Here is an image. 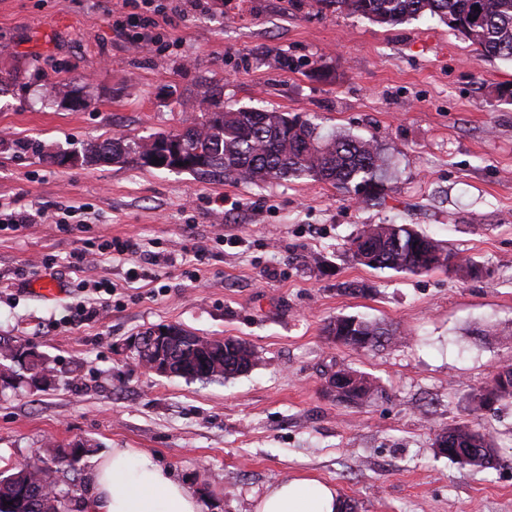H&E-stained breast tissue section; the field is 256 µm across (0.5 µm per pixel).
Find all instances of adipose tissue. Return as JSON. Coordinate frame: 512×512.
Masks as SVG:
<instances>
[{
  "instance_id": "adipose-tissue-1",
  "label": "adipose tissue",
  "mask_w": 512,
  "mask_h": 512,
  "mask_svg": "<svg viewBox=\"0 0 512 512\" xmlns=\"http://www.w3.org/2000/svg\"><path fill=\"white\" fill-rule=\"evenodd\" d=\"M84 512H203L198 496L149 454L116 448L98 459ZM336 488L313 478L267 488L254 512H343Z\"/></svg>"
}]
</instances>
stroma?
Here are the masks:
<instances>
[{"label": "stroma", "instance_id": "1", "mask_svg": "<svg viewBox=\"0 0 512 512\" xmlns=\"http://www.w3.org/2000/svg\"><path fill=\"white\" fill-rule=\"evenodd\" d=\"M143 11L141 0H0V73L17 77L0 93V206L47 215L0 234V342L32 348L49 370L38 382L17 365L0 381V470L82 441L88 453L57 474L79 503L94 459L132 448L169 466L204 512H254L267 486L292 478L336 486L355 512H512V405L479 414L494 467L432 446L512 357V64L427 14L387 26L315 0H202L168 13L164 44L145 45L133 40ZM205 82L225 105L377 142L389 154L381 200L310 179L56 163L90 142L180 129ZM62 84L90 106L63 103ZM62 204L84 205L85 227L59 232ZM376 224L411 225L481 273L358 264L347 243ZM112 237L176 263L160 283L126 284L129 262L96 249ZM31 263L60 282L59 298L18 278ZM81 304L96 318L65 322ZM338 316L389 325L396 340L355 352L326 331ZM171 324L242 340L258 362L215 381L146 371L138 337ZM340 368L382 396L332 400Z\"/></svg>", "mask_w": 512, "mask_h": 512}]
</instances>
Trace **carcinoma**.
<instances>
[{"mask_svg": "<svg viewBox=\"0 0 512 512\" xmlns=\"http://www.w3.org/2000/svg\"><path fill=\"white\" fill-rule=\"evenodd\" d=\"M327 7L344 8L375 23L397 25L425 13L439 17L448 27L459 32L485 57L512 61V0H318ZM480 7L482 22H470L474 7ZM285 113L256 108H226L218 100V92L209 87L199 100V115L191 125L177 132L159 134L155 139L180 138L186 147L184 166L190 172L219 170L224 176L255 184L269 180L309 178L327 183L347 193L371 191L376 197L388 158L370 140L336 134L324 136L317 127L304 120L297 127L284 122ZM309 142L302 154L295 145ZM143 143L124 137L86 145L76 152L80 164L101 162L142 163ZM372 239L377 269L427 274L428 251H453L407 224H379ZM164 354L179 364L191 365L202 345V337L175 325L166 326ZM352 335L369 341L367 349H375L391 340L390 330L382 323L360 319ZM230 350L224 358V376L236 375L239 368H251L257 362L254 350L232 337L226 338ZM498 405L512 402V363L507 361L472 397L476 409H484L483 395ZM448 448V457L474 470L491 465L486 449L497 451L491 437L471 420H463L440 430L434 442ZM464 452L458 459L456 451ZM71 489L61 487L54 475L37 466L0 472V512H68L67 496Z\"/></svg>", "mask_w": 512, "mask_h": 512, "instance_id": "carcinoma-1", "label": "carcinoma"}]
</instances>
